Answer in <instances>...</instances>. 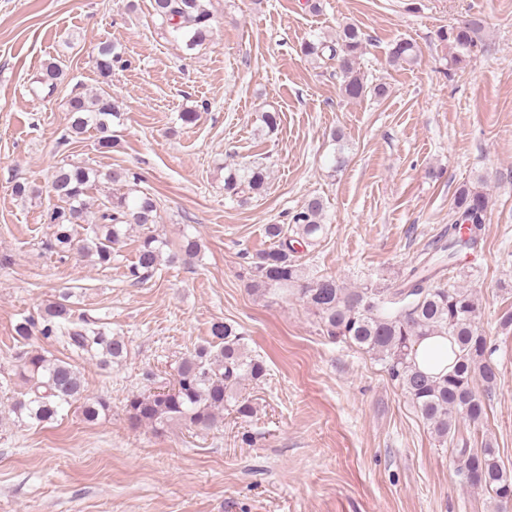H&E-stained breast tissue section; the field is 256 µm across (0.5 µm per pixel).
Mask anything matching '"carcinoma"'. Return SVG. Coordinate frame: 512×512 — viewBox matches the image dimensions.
<instances>
[{"mask_svg":"<svg viewBox=\"0 0 512 512\" xmlns=\"http://www.w3.org/2000/svg\"><path fill=\"white\" fill-rule=\"evenodd\" d=\"M209 2L151 0L152 15L174 41L193 50L214 35ZM478 31L479 24L471 21L438 30L437 39L455 49L451 62L456 65L477 47ZM363 49L360 28L349 23L336 39L307 42L301 52L314 61H336L343 95L358 99L367 93L360 67ZM416 56V45L400 40L390 52V62L410 64ZM120 60V53L110 44L94 48L95 67L104 78L112 76L113 66ZM60 75L58 65L48 62L38 83L51 93ZM67 111L71 114L70 133L78 136L92 128L99 134L98 149L116 146L110 124L120 116V109L108 92L102 90L89 97L75 95L68 100ZM267 171L261 162L229 170L224 176V194L242 198L261 193ZM96 178L97 172L83 162L73 161L55 169L50 188L57 203L47 212L53 232L43 242L44 250L61 257L75 250L101 266H109L127 231L137 228L141 237L136 261L127 269V277L134 284L146 280L164 260L175 263L198 254V242L188 236L178 251L164 254L166 242L154 229L159 204L149 192L133 198L117 192L96 202L89 200ZM488 207V193L461 186L453 202L454 222L432 241L431 252L403 272L396 287L348 288L333 276L310 278L298 263L294 244L314 248L325 230L321 223L323 201L313 197L291 215L289 223L266 225L265 234L274 244L252 261L249 289L261 295L273 290L299 297L324 335L353 344L381 361L439 445L451 449L459 462L461 481L489 495L501 512L503 498L512 494V474L503 469L499 450L492 442L479 438L487 420L490 395L501 379L493 360L497 345L478 326L479 304L473 287L445 280V271L456 267L460 255L479 243ZM90 213L94 214L92 222L88 220ZM87 223L93 236L77 238L76 226ZM14 332L15 370L26 384V390L13 399L10 407L19 422L51 421L83 392L82 376L74 365L49 359L30 347L34 334L52 336L77 353L98 356L104 366L127 353L123 337L112 335L83 315H75L64 296L44 304L37 315L23 318ZM211 335L219 340L218 345H200L182 359L174 385L128 395L125 409L131 427L162 429L176 421L208 431L217 425L227 407L241 417L252 414L253 408L240 394V387L247 380L259 381L266 376L264 361L246 352L242 335L231 324L214 323ZM426 336L449 338L455 360L448 373L431 376L416 366L415 345ZM108 408L102 398L89 399L81 406L87 421L96 420Z\"/></svg>","mask_w":512,"mask_h":512,"instance_id":"1","label":"carcinoma"}]
</instances>
